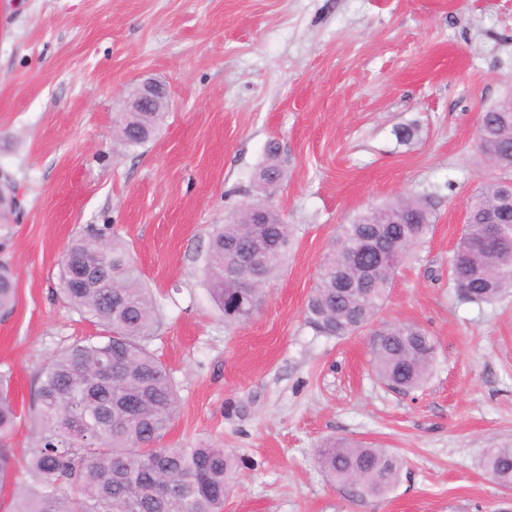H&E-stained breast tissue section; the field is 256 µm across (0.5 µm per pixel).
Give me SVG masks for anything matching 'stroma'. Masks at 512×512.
Listing matches in <instances>:
<instances>
[{
  "label": "stroma",
  "mask_w": 512,
  "mask_h": 512,
  "mask_svg": "<svg viewBox=\"0 0 512 512\" xmlns=\"http://www.w3.org/2000/svg\"><path fill=\"white\" fill-rule=\"evenodd\" d=\"M147 79L168 115L126 147L115 121ZM510 96L512 0H0V264L17 286L0 371L22 412L17 463L38 371L98 331L62 300L60 259L108 226L158 302L152 347L180 397L163 445L243 461L224 512H502L512 490L482 462L512 440V293L465 301L449 268L468 200L495 175L478 118ZM272 141L285 177L266 193ZM410 194L434 231L377 322L420 326L437 356L405 394L376 376L372 330L316 335L304 307L338 226ZM251 204L294 240L259 312L229 324L203 259L213 228ZM332 436L398 454L394 488L361 500L330 483L313 450Z\"/></svg>",
  "instance_id": "35a3bbf8"
}]
</instances>
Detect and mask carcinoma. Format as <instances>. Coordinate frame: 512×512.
Instances as JSON below:
<instances>
[{
  "label": "carcinoma",
  "mask_w": 512,
  "mask_h": 512,
  "mask_svg": "<svg viewBox=\"0 0 512 512\" xmlns=\"http://www.w3.org/2000/svg\"><path fill=\"white\" fill-rule=\"evenodd\" d=\"M164 112L121 113L116 139L128 147L147 143ZM478 148L500 175L481 183L467 204L464 232L451 260L454 288L486 303L512 288V112H486ZM284 178L273 142L257 180L264 189ZM247 205L213 230L203 260L207 288L231 321H244L263 302L262 288H235L245 275L239 251L260 237L273 245L264 257L266 283L280 271L292 241L290 225L268 209L269 223H254ZM426 202L401 197L369 208L339 227L321 263L305 307L307 324L320 336L343 339L369 326L394 286L401 263L432 233ZM66 253L107 268L112 289L71 288L73 269L62 260L64 301L101 327L59 350L42 368L33 413L36 443L26 462L31 484L18 494L14 512H224L238 474L237 457L224 448H156L176 416L179 396L166 366L151 348L157 339L158 305L145 288L129 245L102 230L75 238ZM16 284L0 265V316L12 312ZM374 369L389 388L410 392L431 374L436 344L415 324L392 323L375 332ZM112 364V376L99 369ZM0 374V488L15 475L8 437L21 417ZM322 471L361 499L380 497L396 485L400 458L382 448L343 438L316 449ZM493 480L512 489V442L485 456Z\"/></svg>",
  "instance_id": "1"
}]
</instances>
